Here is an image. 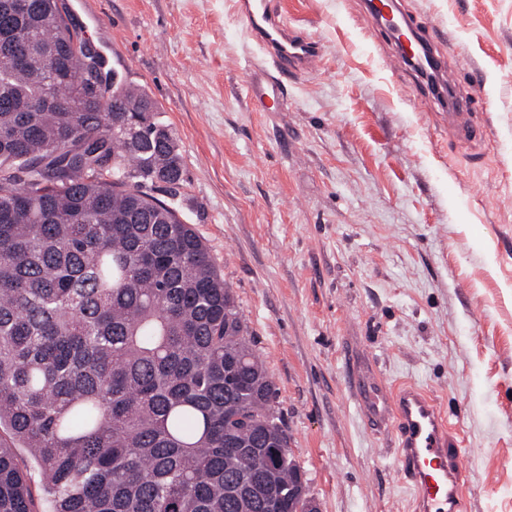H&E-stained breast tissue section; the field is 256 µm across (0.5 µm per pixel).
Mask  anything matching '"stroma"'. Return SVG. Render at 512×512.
Instances as JSON below:
<instances>
[{
	"label": "stroma",
	"instance_id": "1",
	"mask_svg": "<svg viewBox=\"0 0 512 512\" xmlns=\"http://www.w3.org/2000/svg\"><path fill=\"white\" fill-rule=\"evenodd\" d=\"M236 0H65L176 132L182 220L232 289L320 512H409L393 435L348 380L427 388L462 443L467 512H512V0H398L480 138L399 66L366 0H277L322 45L260 111Z\"/></svg>",
	"mask_w": 512,
	"mask_h": 512
}]
</instances>
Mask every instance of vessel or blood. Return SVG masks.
<instances>
[{"label":"vessel or blood","instance_id":"1","mask_svg":"<svg viewBox=\"0 0 512 512\" xmlns=\"http://www.w3.org/2000/svg\"><path fill=\"white\" fill-rule=\"evenodd\" d=\"M237 6L249 39L271 65L253 77L252 96L262 111H276L283 104L279 74L311 70L322 46L288 25L275 0H237ZM354 389L367 424L394 433L395 463L413 492V512H466L461 450L432 395L412 384H387L377 374L358 376Z\"/></svg>","mask_w":512,"mask_h":512}]
</instances>
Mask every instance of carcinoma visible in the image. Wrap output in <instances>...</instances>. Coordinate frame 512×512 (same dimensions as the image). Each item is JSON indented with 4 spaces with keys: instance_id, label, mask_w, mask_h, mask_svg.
Masks as SVG:
<instances>
[{
    "instance_id": "obj_1",
    "label": "carcinoma",
    "mask_w": 512,
    "mask_h": 512,
    "mask_svg": "<svg viewBox=\"0 0 512 512\" xmlns=\"http://www.w3.org/2000/svg\"><path fill=\"white\" fill-rule=\"evenodd\" d=\"M0 0V512H305L267 368L139 86L63 0ZM48 50L56 64L33 58ZM25 449L34 470L22 466Z\"/></svg>"
}]
</instances>
